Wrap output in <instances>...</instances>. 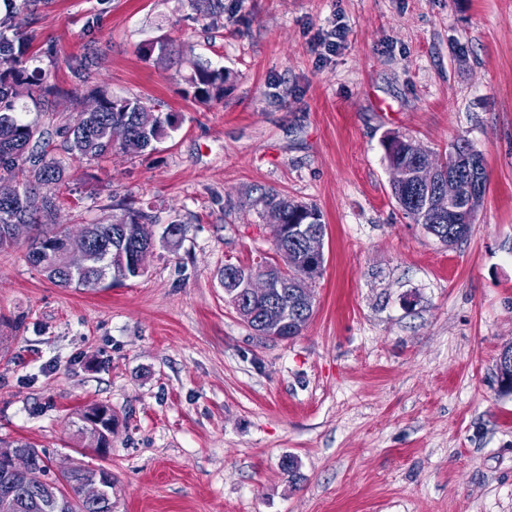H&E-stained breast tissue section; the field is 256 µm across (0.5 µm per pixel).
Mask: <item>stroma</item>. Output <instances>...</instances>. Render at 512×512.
I'll use <instances>...</instances> for the list:
<instances>
[{
    "label": "stroma",
    "instance_id": "1",
    "mask_svg": "<svg viewBox=\"0 0 512 512\" xmlns=\"http://www.w3.org/2000/svg\"><path fill=\"white\" fill-rule=\"evenodd\" d=\"M342 26L336 52L319 41ZM56 91L27 122L55 129L96 88L176 113L154 151L74 161L70 232L150 205L185 227L141 277L51 284L0 251V439L112 473L113 512H512V0H37L5 30ZM166 40L142 60L140 45ZM90 54V77L74 58ZM233 71L221 100L186 90L196 62ZM432 159L465 142L487 189L447 246L391 194L382 141ZM327 225L314 314L256 335L224 299L228 263L273 257L255 188ZM118 420L104 454L81 415ZM294 456L300 480L281 467Z\"/></svg>",
    "mask_w": 512,
    "mask_h": 512
}]
</instances>
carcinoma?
I'll list each match as a JSON object with an SVG mask.
<instances>
[{"label": "carcinoma", "instance_id": "1", "mask_svg": "<svg viewBox=\"0 0 512 512\" xmlns=\"http://www.w3.org/2000/svg\"><path fill=\"white\" fill-rule=\"evenodd\" d=\"M25 46L0 35V250L11 247L5 229L7 224H30L36 230L24 255L32 267L39 270L50 282L64 288L78 287V276L70 273L58 262H49L42 256L44 239L50 238L55 249L62 247L66 229L55 224L57 203L50 190L66 182V166L48 152L49 139L45 133L25 121L24 110L18 103L28 98L33 102L54 93L39 70L28 67ZM229 73L222 68L212 69L200 65L188 78L194 98L208 104L224 94V83ZM96 109L83 111L74 124H62L55 135L63 138L66 153L78 160L100 159L118 149L127 155H137L154 147L176 129L178 116L165 115L164 123L148 134L140 132L134 122V113L145 106L139 98H114L105 92L93 97ZM388 165L412 168L417 160L419 145L411 139L388 136L382 140ZM437 181L426 188H417L413 180L391 185L392 194L405 215L421 224L428 233L445 245L454 244L467 236L474 223L482 196H477L468 210L451 213L448 197L443 193L440 181L453 173L463 179L471 178L462 146L453 147L445 161L436 164ZM44 188L49 199L40 213L27 211L21 199L34 188ZM255 205L264 211H276L282 222L269 225L274 249L282 246L295 255V264L281 273L270 261L257 265L229 263L224 265L221 281L224 296L239 316L252 328H262L275 333L282 330L280 324L288 320V326L298 328L307 324L313 315V306L305 307L298 301L303 287L321 275L324 260L310 262L302 251L301 239L288 233L290 226L309 224L320 236L326 234V224L318 207L299 202L275 190L262 189L254 199ZM152 223V216L133 202L120 205V213L112 216L110 224H90L88 230L95 250L99 251V264L91 266L87 273L104 274L109 279H132L142 276L130 258L134 251L144 246L137 236V225ZM173 230L160 238L167 248L178 247L185 233V225L171 223ZM254 276L268 280L267 295L260 301L246 296L244 283ZM498 382L502 391L512 393V345L500 353L497 364ZM97 472V469L80 465L67 478H55V490L65 496L69 512H112L106 502H88L80 497L81 481ZM10 499L15 508L10 512H51L45 490L20 488L12 492Z\"/></svg>", "mask_w": 512, "mask_h": 512}]
</instances>
